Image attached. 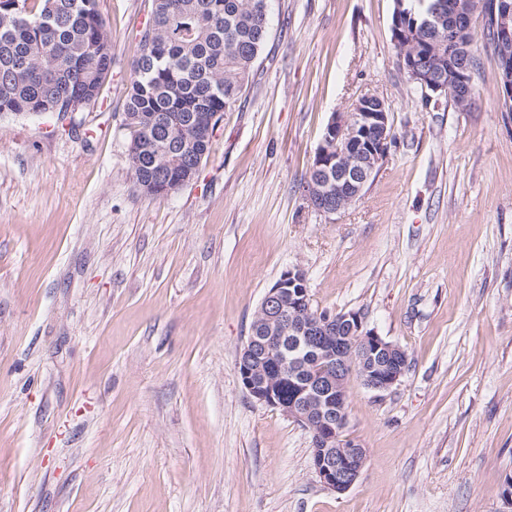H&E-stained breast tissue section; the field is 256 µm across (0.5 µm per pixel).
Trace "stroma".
I'll return each instance as SVG.
<instances>
[{"label":"stroma","mask_w":512,"mask_h":512,"mask_svg":"<svg viewBox=\"0 0 512 512\" xmlns=\"http://www.w3.org/2000/svg\"><path fill=\"white\" fill-rule=\"evenodd\" d=\"M151 0H97L98 102L0 115V512H512V120L474 21L469 108L397 65L395 0H271L272 34L197 179L150 197L122 130ZM374 94L394 138L326 216L300 187L333 113ZM361 312L409 367L350 380L366 450L326 489L311 438L255 402L238 353L268 289Z\"/></svg>","instance_id":"stroma-1"}]
</instances>
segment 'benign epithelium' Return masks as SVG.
<instances>
[{
  "instance_id": "benign-epithelium-1",
  "label": "benign epithelium",
  "mask_w": 512,
  "mask_h": 512,
  "mask_svg": "<svg viewBox=\"0 0 512 512\" xmlns=\"http://www.w3.org/2000/svg\"><path fill=\"white\" fill-rule=\"evenodd\" d=\"M493 9V49L498 65L503 110L512 109V0H496ZM484 18L482 4L474 7L463 0H448V43L455 54L467 56L473 19ZM399 68L423 89L430 100L471 102L472 81L466 66L448 63V77L426 66L416 54H401ZM393 140L388 107L376 95H364L350 112L332 116L317 150L315 170L321 177L305 186L304 195L320 204L319 211L336 214L354 203L376 174ZM306 274L300 268L285 271L275 287L268 289L260 308L269 330L252 332L237 360L244 389L258 403L276 408L311 434L312 465L323 485L342 494L359 479L365 449L346 434L348 418L343 412V392L355 377L374 392H386L405 374V350L374 332L364 330L360 313L315 314L297 319L295 314L311 308L309 290L301 287ZM332 336H353L350 352L332 344ZM287 340H299L316 353L305 363L307 381L292 401L283 404L272 384L254 377V363L277 361L288 367L283 353Z\"/></svg>"
}]
</instances>
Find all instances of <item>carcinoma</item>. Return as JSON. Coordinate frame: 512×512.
Returning <instances> with one entry per match:
<instances>
[{
    "label": "carcinoma",
    "instance_id": "obj_1",
    "mask_svg": "<svg viewBox=\"0 0 512 512\" xmlns=\"http://www.w3.org/2000/svg\"><path fill=\"white\" fill-rule=\"evenodd\" d=\"M0 10V113L29 115L50 98L60 107L98 98L112 67V44L96 0H19ZM439 0H404L401 23L413 49L448 54V22L422 21ZM271 35L269 0H152L131 66L124 127L135 183L175 177L209 154L219 124L241 99ZM284 402L288 372L272 375Z\"/></svg>",
    "mask_w": 512,
    "mask_h": 512
}]
</instances>
